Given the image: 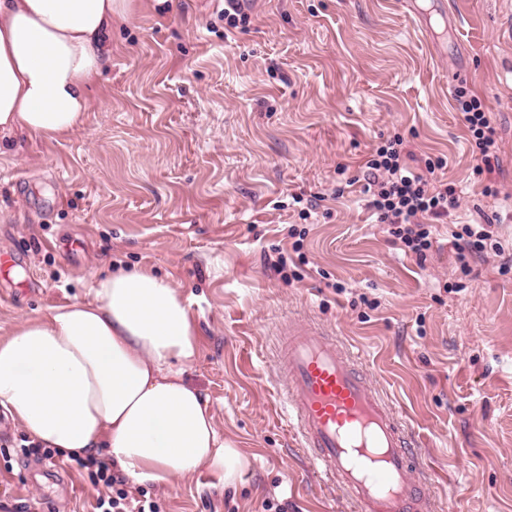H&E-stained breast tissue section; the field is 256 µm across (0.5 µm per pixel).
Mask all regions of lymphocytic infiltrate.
I'll use <instances>...</instances> for the list:
<instances>
[{
	"instance_id": "1",
	"label": "lymphocytic infiltrate",
	"mask_w": 512,
	"mask_h": 512,
	"mask_svg": "<svg viewBox=\"0 0 512 512\" xmlns=\"http://www.w3.org/2000/svg\"><path fill=\"white\" fill-rule=\"evenodd\" d=\"M456 101L485 171L493 172L498 160L496 129L481 99L461 89ZM409 156L401 135L384 139L365 163L363 192L368 208L380 223L388 225L394 240L405 252L423 261L433 246L430 223L448 217L458 205V195L453 185L436 182L434 178L436 169L443 166L442 160L428 159L423 167L414 168L408 163ZM452 245L464 271L469 268V256L499 250L492 218H485L480 224L464 225L462 231L454 233ZM69 466L78 471L94 469L97 481L107 487V494L97 496L94 512H161L153 498L131 497L126 489V476L111 470L107 464L90 457H76Z\"/></svg>"
}]
</instances>
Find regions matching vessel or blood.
<instances>
[{
	"label": "vessel or blood",
	"instance_id": "obj_1",
	"mask_svg": "<svg viewBox=\"0 0 512 512\" xmlns=\"http://www.w3.org/2000/svg\"><path fill=\"white\" fill-rule=\"evenodd\" d=\"M279 358L288 367L282 409L315 469L356 512H436L433 469L414 477V443L396 412L337 339L289 322Z\"/></svg>",
	"mask_w": 512,
	"mask_h": 512
}]
</instances>
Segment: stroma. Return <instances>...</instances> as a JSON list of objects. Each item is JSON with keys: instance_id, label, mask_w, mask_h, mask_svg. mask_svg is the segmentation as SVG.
<instances>
[{"instance_id": "35a3bbf8", "label": "stroma", "mask_w": 512, "mask_h": 512, "mask_svg": "<svg viewBox=\"0 0 512 512\" xmlns=\"http://www.w3.org/2000/svg\"><path fill=\"white\" fill-rule=\"evenodd\" d=\"M128 0L82 126L16 135L0 153V337L83 298L120 264L168 277L196 324L192 383L248 465L149 487L161 512H349L276 401L290 317L337 336L444 471L443 512H512V272L488 252L461 273L456 225L502 215L512 253V0ZM497 128L498 196L484 195L458 88ZM440 157L461 191L425 262L366 207L362 165L381 137ZM346 167L338 175V167ZM353 178L343 196L333 191ZM303 234L296 276L270 267ZM0 411V505L93 512L102 486Z\"/></svg>"}]
</instances>
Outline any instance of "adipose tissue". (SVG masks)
I'll use <instances>...</instances> for the list:
<instances>
[{
  "label": "adipose tissue",
  "mask_w": 512,
  "mask_h": 512,
  "mask_svg": "<svg viewBox=\"0 0 512 512\" xmlns=\"http://www.w3.org/2000/svg\"><path fill=\"white\" fill-rule=\"evenodd\" d=\"M125 0H0V135L74 133L112 56ZM199 356L179 290L151 270L94 279L85 299L0 339V409L41 447L107 457L135 483L207 470L234 485L247 461L187 369Z\"/></svg>",
  "instance_id": "adipose-tissue-1"
}]
</instances>
